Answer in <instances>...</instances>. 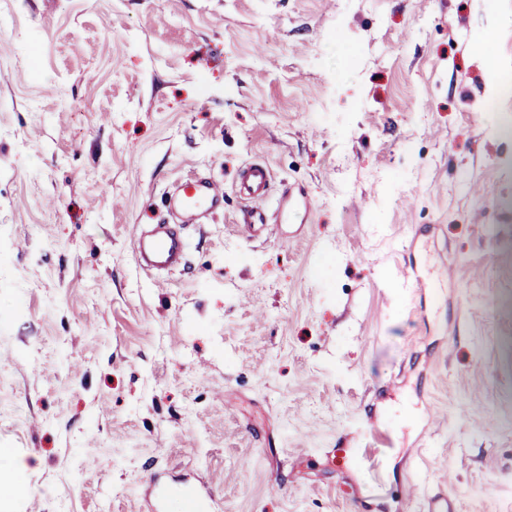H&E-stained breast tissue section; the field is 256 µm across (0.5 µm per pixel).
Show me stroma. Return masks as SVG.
Returning <instances> with one entry per match:
<instances>
[{
  "label": "stroma",
  "mask_w": 512,
  "mask_h": 512,
  "mask_svg": "<svg viewBox=\"0 0 512 512\" xmlns=\"http://www.w3.org/2000/svg\"><path fill=\"white\" fill-rule=\"evenodd\" d=\"M510 73L512 0H0V512H150L156 474L211 512H512ZM197 173L223 213L145 274L133 225ZM272 175L264 162L253 161L239 172L236 182L238 196L246 202L264 201L271 191Z\"/></svg>",
  "instance_id": "obj_1"
}]
</instances>
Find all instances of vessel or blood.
Returning <instances> with one entry per match:
<instances>
[{"label":"vessel or blood","instance_id":"obj_1","mask_svg":"<svg viewBox=\"0 0 512 512\" xmlns=\"http://www.w3.org/2000/svg\"><path fill=\"white\" fill-rule=\"evenodd\" d=\"M272 185L267 164L253 161L240 171L236 182L238 196L247 202L266 200ZM224 205V190L208 177L193 176L168 191L165 206L175 224L135 225L133 247L141 269L148 274L172 271L182 266L187 255V240L179 232L182 224L208 223Z\"/></svg>","mask_w":512,"mask_h":512}]
</instances>
